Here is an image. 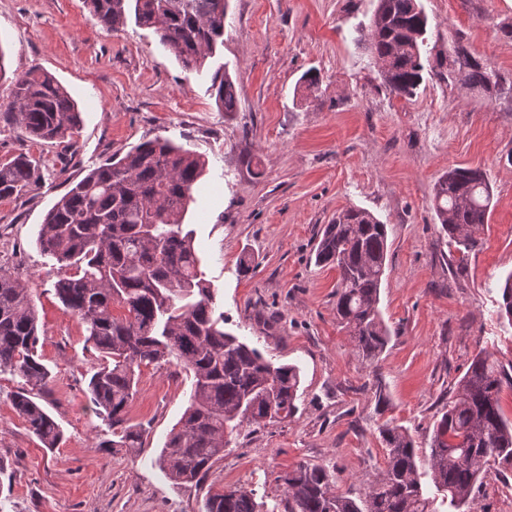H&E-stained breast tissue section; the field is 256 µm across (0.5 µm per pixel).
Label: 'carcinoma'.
Listing matches in <instances>:
<instances>
[{"label": "carcinoma", "instance_id": "cac0c4a2", "mask_svg": "<svg viewBox=\"0 0 512 512\" xmlns=\"http://www.w3.org/2000/svg\"><path fill=\"white\" fill-rule=\"evenodd\" d=\"M97 22L117 31L134 19L153 31L181 67L201 73L224 44L228 0H89ZM430 22L421 0H377L369 49L383 84L404 97L416 94L429 74L487 92L490 66L465 47L445 50L429 42ZM498 99L512 98V74L495 73ZM223 112L238 110L235 84L216 70L209 87ZM8 112L23 134L64 141L78 132L80 112L49 73L32 69L12 81ZM207 162L165 138L142 142L90 170L46 213L37 236L58 265L54 294L85 327V343L101 358L87 383L98 417L112 440L98 448L136 454L144 430L126 419L141 367L176 362L189 372L191 391L156 464L176 485L205 482L224 458L230 436L248 422L281 423L297 411L301 378L295 365L274 366L261 352L224 331L214 289L205 278L184 216ZM36 180L31 158L0 162V199L29 192ZM491 187L478 168L455 167L439 177L433 207L441 232L467 249L488 223ZM387 257V230L372 212L341 211L319 233L314 262L338 272L336 319L363 359L373 362L388 343L378 311ZM39 318L25 284L0 268V373L24 381L12 406L48 449L59 446V424L31 396L47 387L50 371L38 355ZM512 389V372L487 351L472 360L435 420L428 469L420 470L408 429L384 424L385 467L368 494L354 499L335 489L330 472L300 465L280 477L284 512H461L474 500L480 476L512 464V420L500 395ZM250 490L209 491L199 512H260Z\"/></svg>", "mask_w": 512, "mask_h": 512}]
</instances>
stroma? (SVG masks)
I'll list each match as a JSON object with an SVG mask.
<instances>
[{
	"instance_id": "1",
	"label": "stroma",
	"mask_w": 512,
	"mask_h": 512,
	"mask_svg": "<svg viewBox=\"0 0 512 512\" xmlns=\"http://www.w3.org/2000/svg\"><path fill=\"white\" fill-rule=\"evenodd\" d=\"M439 45L459 43L512 73V0H422ZM377 0H229L212 67L235 81L238 111L219 112L210 78L182 69L156 35L97 24L87 0H0L5 75L39 68L75 101L72 147L33 142L0 112V161L28 154L40 181L0 200V267L32 292L38 350L51 372L36 401L63 440L49 450L11 404L19 378L0 374V512H198L207 490L239 486L284 512L282 475L328 469L336 489L365 496L385 465L378 429L401 425L429 454L438 412L480 351L512 363L501 314L512 274V99L424 79L405 98L387 89L368 49ZM316 72L319 91L304 76ZM168 138L209 162L185 221L224 312V328L273 365L299 367L298 411L243 424L203 488L173 484L155 460L190 391L176 365L142 368L127 406L145 433L138 455L106 448L112 430L84 394L98 367L85 328L55 297L57 267L36 244L47 211L88 170L138 143ZM485 171L489 221L459 253L432 208L436 180ZM387 226L379 309L390 331L378 365L362 361L336 321V269L314 263L317 233L349 207ZM254 263L238 268L241 253ZM475 512H512V467L489 469Z\"/></svg>"
}]
</instances>
